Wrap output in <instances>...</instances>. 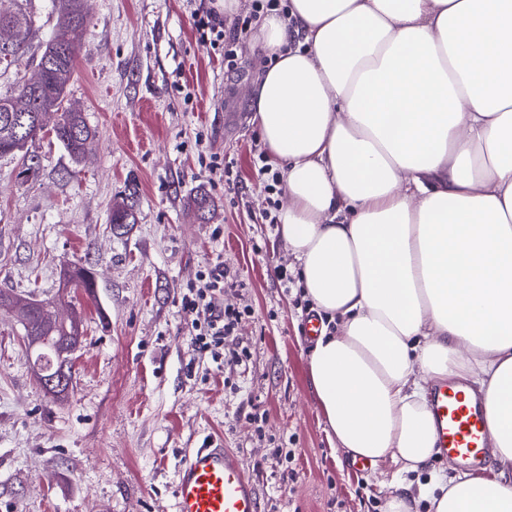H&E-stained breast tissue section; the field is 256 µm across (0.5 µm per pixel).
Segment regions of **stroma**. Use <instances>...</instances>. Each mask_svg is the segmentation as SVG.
<instances>
[{
	"instance_id": "obj_1",
	"label": "stroma",
	"mask_w": 512,
	"mask_h": 512,
	"mask_svg": "<svg viewBox=\"0 0 512 512\" xmlns=\"http://www.w3.org/2000/svg\"><path fill=\"white\" fill-rule=\"evenodd\" d=\"M199 0H88L86 48L66 106L96 136L74 164L52 133L35 150L37 178L0 157V289L54 296L68 264L93 268L78 290L83 343L74 391L50 404L25 352L14 310L0 306V512H172L184 452L210 440L235 452L255 478L264 512H386L394 472L353 468L324 431L308 375L315 315L295 261L268 216L254 163L264 153L247 103L256 72L251 33L235 34L237 66L200 38ZM34 21L26 53L0 66V96L31 76L55 31L51 0H0ZM234 162L231 176L202 172L194 143ZM210 206L198 212L197 195ZM134 199L137 221L109 224ZM223 262L225 304L246 314L229 345L244 358L216 367L177 305L197 272Z\"/></svg>"
}]
</instances>
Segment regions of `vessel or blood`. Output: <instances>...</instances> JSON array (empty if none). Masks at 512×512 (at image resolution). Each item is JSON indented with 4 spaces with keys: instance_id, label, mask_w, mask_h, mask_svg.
<instances>
[{
    "instance_id": "1",
    "label": "vessel or blood",
    "mask_w": 512,
    "mask_h": 512,
    "mask_svg": "<svg viewBox=\"0 0 512 512\" xmlns=\"http://www.w3.org/2000/svg\"><path fill=\"white\" fill-rule=\"evenodd\" d=\"M440 459L466 471L482 470L488 457L485 422L478 404L447 381L436 382L430 399ZM173 512H262L257 485L240 459L219 446L188 449L173 490Z\"/></svg>"
}]
</instances>
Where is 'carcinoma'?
I'll return each instance as SVG.
<instances>
[{"label": "carcinoma", "instance_id": "carcinoma-1", "mask_svg": "<svg viewBox=\"0 0 512 512\" xmlns=\"http://www.w3.org/2000/svg\"><path fill=\"white\" fill-rule=\"evenodd\" d=\"M52 2L57 15L56 32L64 38L62 47L52 42L46 44L36 65L40 73L37 85L31 86L28 80L23 79L17 82L11 96L0 97V157L22 154L19 175L24 179L39 173L40 161L36 160L37 154L29 150V147L44 134L47 117H53L51 131L76 164L85 159L88 145L94 138V132L83 113L64 105L73 79L75 62L85 49L89 20L83 7L84 0ZM0 27L13 30L15 37L9 50L0 49V62L9 57L13 59L28 49L33 21L26 11L19 7L9 14H0ZM22 93L27 96L28 111H10L12 101ZM110 223H135L134 206L124 204L113 208ZM69 288H81L87 295H93L96 284L92 269L79 263L65 267L58 300L65 299V292ZM17 313L25 335L48 338L49 344L38 350L26 345V355L32 364L50 373L58 367L60 357H70L69 350L82 343V328L63 324L42 306L32 310L19 307Z\"/></svg>", "mask_w": 512, "mask_h": 512}]
</instances>
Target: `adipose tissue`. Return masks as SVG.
Returning <instances> with one entry per match:
<instances>
[{"mask_svg": "<svg viewBox=\"0 0 512 512\" xmlns=\"http://www.w3.org/2000/svg\"><path fill=\"white\" fill-rule=\"evenodd\" d=\"M253 48L330 440L396 464L388 512H512V0H289ZM437 379L480 399L492 477L430 470Z\"/></svg>", "mask_w": 512, "mask_h": 512, "instance_id": "1", "label": "adipose tissue"}]
</instances>
